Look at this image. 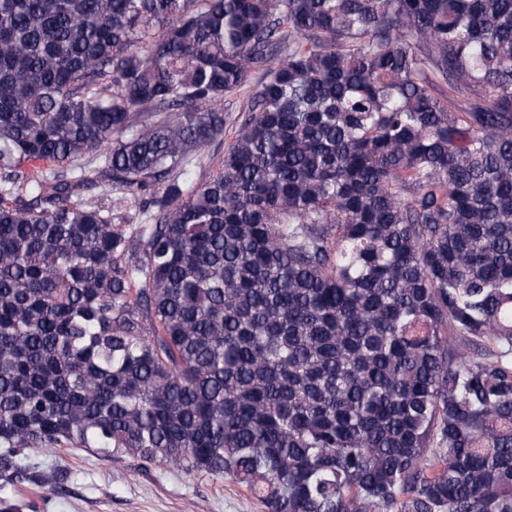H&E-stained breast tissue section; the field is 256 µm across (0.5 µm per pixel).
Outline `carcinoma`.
Here are the masks:
<instances>
[{"mask_svg":"<svg viewBox=\"0 0 512 512\" xmlns=\"http://www.w3.org/2000/svg\"><path fill=\"white\" fill-rule=\"evenodd\" d=\"M68 446L512 512V0H0V483ZM258 79V74L252 75L247 82L246 90H241L228 97L229 101L233 103V112H227V124L224 127V135L218 137L217 141L209 150L202 153L200 161L206 172L216 171L219 156L225 152L228 145L232 142L235 128L239 127L245 121L248 115L247 103L250 94L249 85L256 83ZM219 143H223V146H221L220 152L217 154ZM213 154H215V156H213Z\"/></svg>","mask_w":512,"mask_h":512,"instance_id":"obj_1","label":"carcinoma"}]
</instances>
